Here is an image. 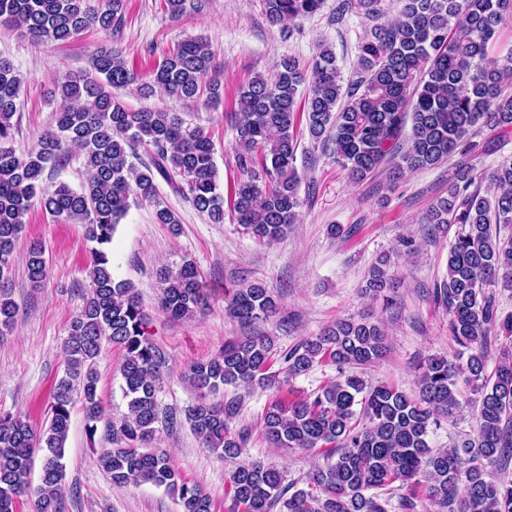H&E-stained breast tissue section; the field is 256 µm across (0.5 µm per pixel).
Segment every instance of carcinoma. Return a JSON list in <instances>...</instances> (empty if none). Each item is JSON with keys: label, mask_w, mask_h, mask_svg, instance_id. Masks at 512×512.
<instances>
[{"label": "carcinoma", "mask_w": 512, "mask_h": 512, "mask_svg": "<svg viewBox=\"0 0 512 512\" xmlns=\"http://www.w3.org/2000/svg\"><path fill=\"white\" fill-rule=\"evenodd\" d=\"M273 26L297 25L319 11L323 0H263ZM381 0H346L373 19ZM397 19L374 25L361 45L356 78L345 84L332 49L324 47L312 70L288 58L270 78L258 76L238 95L235 150L242 177L234 184L230 208L237 223L263 242L282 238L295 223L301 201L294 168L295 105L305 88L308 131L327 141L348 178L359 183L386 162L392 177L435 168L454 151L469 148L475 128L512 127V97L501 93L512 80V56L488 55L498 27L512 20V0H400ZM124 0H0V24L31 39L67 41L91 27L118 30ZM21 80L12 62L0 57V334L13 328L18 305L11 273L25 216L34 202L52 216L84 226L97 247L91 252L89 292L67 330L62 352L65 374L50 393L48 420L35 429L21 414H0V512H16L21 498L35 512H68L63 485L66 441L75 401L81 402L85 432L94 440L106 409L98 392L96 362L104 347L123 353L119 372L127 412L108 425L113 447L97 456L112 483H151L177 496L182 512H212L208 492L186 481L167 449L157 445L156 392L161 356L147 333L148 315L129 282L112 274L107 246L131 204L155 207L159 224L178 231V219L159 197L158 180L171 185L214 224L224 223V190L214 145L200 127H189L175 112L149 106L132 109L112 93L133 86L142 100L160 89L168 95L221 102L223 86L213 53L203 38L189 39L156 68L140 74L117 47L100 48L92 70L61 85L56 128L19 155L10 144ZM148 147L149 161H130L135 147ZM83 152L86 181L74 190L64 183L43 185L47 168ZM475 176L457 169L448 196L425 216L436 226L457 224L448 252V279L433 291L448 310V338L454 358L431 355L418 367V394L392 383L368 385L345 371L376 363L386 336L360 316L341 319L282 355L284 374L296 377L325 359L339 377L322 391L286 401L272 397L263 417L269 444L282 449H322L327 464L311 471L306 488L285 483L284 471L261 460L237 461L246 436L232 427L233 400L214 399L224 386L272 385L278 374L267 336L224 343L214 356L185 372L199 392L186 418L203 447L234 461L229 493L239 512H389L393 485L402 493L400 512H415V493L424 490L437 512H512V481L486 480L487 467L512 460V347L499 350L494 373H486L491 333L512 338V314H498L488 288H512V162L489 175L493 199L472 188ZM28 280L39 284L49 266L39 241L27 249ZM160 308L173 319L205 310L212 289L191 261L160 270ZM391 287L387 261L372 265L364 292ZM229 315L243 326L274 316L278 302L260 282L234 290ZM468 372L477 395L475 436L432 448L429 435L440 419L460 407L456 377ZM40 455L38 480L32 478Z\"/></svg>", "instance_id": "obj_1"}]
</instances>
